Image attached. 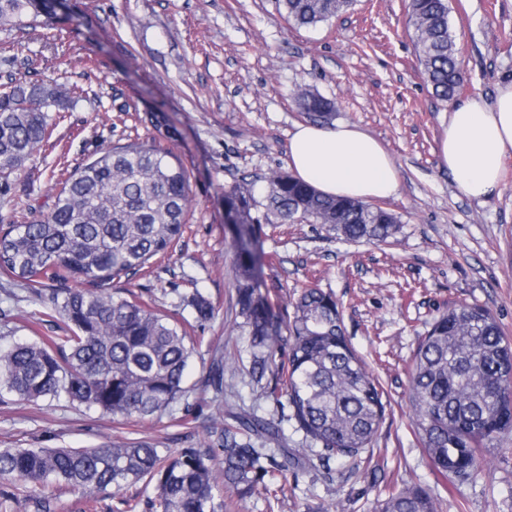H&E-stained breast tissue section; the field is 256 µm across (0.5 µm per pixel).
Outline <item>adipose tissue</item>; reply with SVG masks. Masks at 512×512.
<instances>
[{
  "label": "adipose tissue",
  "mask_w": 512,
  "mask_h": 512,
  "mask_svg": "<svg viewBox=\"0 0 512 512\" xmlns=\"http://www.w3.org/2000/svg\"><path fill=\"white\" fill-rule=\"evenodd\" d=\"M512 152V83L493 99L473 96L454 106L439 142L438 161L457 191L479 199L498 190L503 160ZM295 177L326 196L363 201L396 194L391 155L372 135L349 123L301 124L288 140Z\"/></svg>",
  "instance_id": "obj_1"
}]
</instances>
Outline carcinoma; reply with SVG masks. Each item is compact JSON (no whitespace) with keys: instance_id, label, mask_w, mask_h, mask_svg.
<instances>
[{"instance_id":"cac0c4a2","label":"carcinoma","mask_w":512,"mask_h":512,"mask_svg":"<svg viewBox=\"0 0 512 512\" xmlns=\"http://www.w3.org/2000/svg\"><path fill=\"white\" fill-rule=\"evenodd\" d=\"M288 21L313 27L348 12L356 0H276ZM52 0H0V26L18 34L45 25ZM408 28L426 82L453 99L463 86L458 36L448 0H409ZM292 96L313 120L332 117L334 103L298 85ZM81 100L77 88L10 81L0 91V179L17 174L51 136L57 114ZM156 135L114 145L78 167L58 189L51 210L32 218L16 203L0 219V273L39 302L63 335L0 344V403L64 399L114 418H159L186 393L185 372L198 342L183 312L214 318L211 300L195 290L162 312L116 284L168 255L189 215L190 177L163 148L170 124L148 115ZM256 193L243 180L224 189V223L233 228L234 287L249 360L226 355L205 384L224 393V376L245 374L272 413L226 402L211 417L208 441L159 448L143 441L95 448H0V500L32 497L53 512L56 481L83 490L122 491L142 482L153 493L122 501L123 512H218L224 490L244 501L262 491L279 501L288 464L335 474L332 464L361 472L385 416L383 391L348 342L336 299L301 287L288 308L261 290L263 224H324L351 241L388 244L400 220L386 208L328 197L275 170ZM75 286L51 288L52 282ZM413 419L434 465L459 479L481 474L486 448L512 431V340L487 309L458 305L436 318L417 347L410 381ZM294 422L306 447L288 452L283 420ZM379 512H438L417 488L388 489Z\"/></svg>"}]
</instances>
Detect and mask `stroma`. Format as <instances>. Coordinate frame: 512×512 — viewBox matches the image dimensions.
<instances>
[{
    "instance_id": "stroma-1",
    "label": "stroma",
    "mask_w": 512,
    "mask_h": 512,
    "mask_svg": "<svg viewBox=\"0 0 512 512\" xmlns=\"http://www.w3.org/2000/svg\"><path fill=\"white\" fill-rule=\"evenodd\" d=\"M80 25L63 24L56 46L49 29L24 40L0 28V84L51 80L84 89L62 112L47 143L0 185V215L29 200L47 214L55 185L97 152L148 139L147 113L171 124L164 140L190 174L192 204L185 232L165 258L123 280V287L169 309L199 289L216 307L185 380L198 417L173 408L161 419L115 421L69 403H0V448H86L140 438L162 448L196 446L223 407L204 378L214 356L247 351L233 290V237L224 222V189L288 167V139L304 123L290 92L303 84L336 103L334 121L354 124L391 154L399 173L383 207L401 223L393 246L346 240L322 224L262 226L268 258L262 279L273 306L309 284L344 309L346 336L384 391V421L364 472L337 465L334 483L289 467L288 493L276 510L264 494L233 512H377L389 487H418L439 512H512V433L501 436L478 476L439 472L421 440L409 402L418 343L453 305L488 309L512 337V153L499 192L458 194L438 166V143L453 107L437 99L407 28L408 0H357L347 13L314 27L281 16L275 0H72ZM458 30L464 75L459 100L492 98L512 79V0H448ZM0 339L55 335L36 319V305L0 275Z\"/></svg>"
}]
</instances>
